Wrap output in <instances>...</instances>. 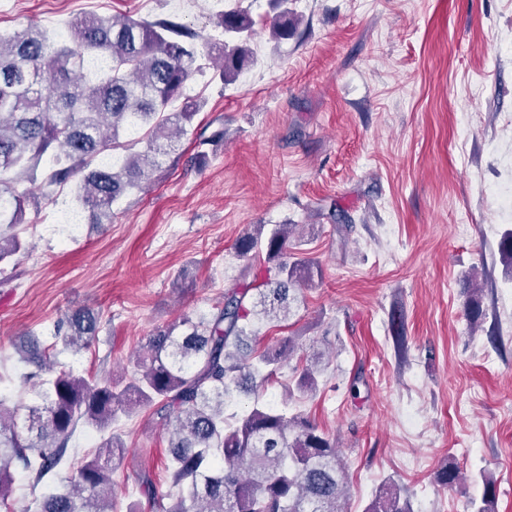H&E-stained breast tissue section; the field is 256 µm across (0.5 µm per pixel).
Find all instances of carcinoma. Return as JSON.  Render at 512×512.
I'll return each instance as SVG.
<instances>
[{"label": "carcinoma", "instance_id": "carcinoma-1", "mask_svg": "<svg viewBox=\"0 0 512 512\" xmlns=\"http://www.w3.org/2000/svg\"><path fill=\"white\" fill-rule=\"evenodd\" d=\"M270 25L276 39L296 33L298 20L288 0H276ZM222 78L228 84L249 65L254 21L245 10L221 15ZM69 26L70 43L53 40L36 27L0 34V263L25 248L15 227L33 195L54 197L74 183L76 206L98 229L112 223V206L142 189L159 157L184 133L199 110L184 97L198 45L207 40L174 18L145 22L131 17L82 16ZM179 108H174L175 103ZM142 134L144 149L123 140ZM294 224H259L240 237L242 258L263 255L274 278L254 286L251 268L224 293L210 316L184 317L153 332L129 360L128 377L107 372L82 376L55 372L56 364L38 339L17 349L19 362L33 365L32 380L52 375L49 388L26 406L9 405L0 394V503L20 469L37 487L66 465L69 443L80 425L101 432L137 410L160 404L168 437L166 472L175 490L172 503L153 501L159 512H348L346 470L339 450L301 414L288 415L264 401L269 382L294 350L248 343L255 321H281L291 313L290 293L311 278L314 262L291 252ZM512 272V232L499 245ZM100 314L73 311L57 322L55 337L79 352L95 340ZM296 389H316V368H304ZM253 395L252 406L234 410L237 393ZM124 442L110 433L97 454L74 471L61 489L42 494L38 512H112V480ZM496 482L484 481L473 512H493ZM365 512H409L397 493L375 497Z\"/></svg>", "mask_w": 512, "mask_h": 512}]
</instances>
